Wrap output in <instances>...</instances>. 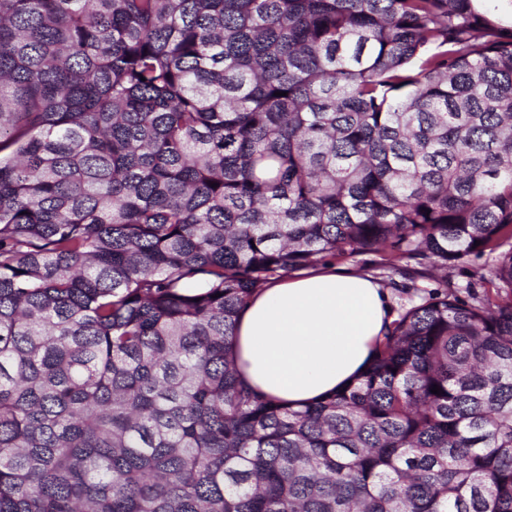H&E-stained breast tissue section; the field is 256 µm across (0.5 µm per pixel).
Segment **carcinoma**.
Returning <instances> with one entry per match:
<instances>
[{
    "mask_svg": "<svg viewBox=\"0 0 512 512\" xmlns=\"http://www.w3.org/2000/svg\"><path fill=\"white\" fill-rule=\"evenodd\" d=\"M361 253L491 288L424 292L301 409L246 384L250 299ZM0 512H512V27L0 0ZM487 256L480 259L471 258L466 263L457 264L453 267H448L447 278L445 281L448 283V288H454L459 291V295L468 299V294L476 292L482 294L483 291L490 286L482 280L481 276L487 275V262L491 263L490 260H486ZM423 262V263H421ZM425 261L411 260L407 263V274L405 277L399 275H393V279L399 283H407L409 285H415L419 289H434L445 281L430 277L431 269Z\"/></svg>",
    "mask_w": 512,
    "mask_h": 512,
    "instance_id": "1",
    "label": "carcinoma"
}]
</instances>
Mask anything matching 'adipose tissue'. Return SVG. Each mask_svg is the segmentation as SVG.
Returning <instances> with one entry per match:
<instances>
[{
    "label": "adipose tissue",
    "mask_w": 512,
    "mask_h": 512,
    "mask_svg": "<svg viewBox=\"0 0 512 512\" xmlns=\"http://www.w3.org/2000/svg\"><path fill=\"white\" fill-rule=\"evenodd\" d=\"M390 320L389 294L370 277L302 272L248 305L233 350L252 387L297 408L358 376Z\"/></svg>",
    "instance_id": "1"
}]
</instances>
